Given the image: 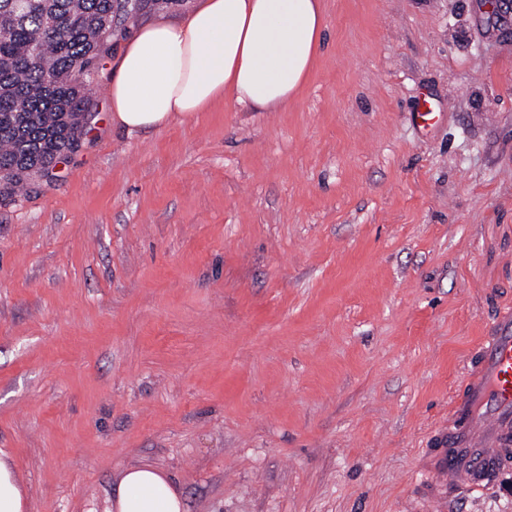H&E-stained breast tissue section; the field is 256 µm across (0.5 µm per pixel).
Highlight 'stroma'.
I'll use <instances>...</instances> for the list:
<instances>
[{
  "mask_svg": "<svg viewBox=\"0 0 512 512\" xmlns=\"http://www.w3.org/2000/svg\"><path fill=\"white\" fill-rule=\"evenodd\" d=\"M287 110L97 113L0 199V454L29 512L166 471L185 512H429L436 437L512 308V0H321ZM443 512H512L498 482Z\"/></svg>",
  "mask_w": 512,
  "mask_h": 512,
  "instance_id": "35a3bbf8",
  "label": "stroma"
}]
</instances>
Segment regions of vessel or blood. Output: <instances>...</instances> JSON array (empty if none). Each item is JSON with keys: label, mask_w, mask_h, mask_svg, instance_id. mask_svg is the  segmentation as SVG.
<instances>
[{"label": "vessel or blood", "mask_w": 512, "mask_h": 512, "mask_svg": "<svg viewBox=\"0 0 512 512\" xmlns=\"http://www.w3.org/2000/svg\"><path fill=\"white\" fill-rule=\"evenodd\" d=\"M478 354L463 394L451 403L448 433L430 460L440 488H484L512 463V310L499 313Z\"/></svg>", "instance_id": "b4317fda"}]
</instances>
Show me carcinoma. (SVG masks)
<instances>
[{"instance_id":"obj_1","label":"carcinoma","mask_w":512,"mask_h":512,"mask_svg":"<svg viewBox=\"0 0 512 512\" xmlns=\"http://www.w3.org/2000/svg\"><path fill=\"white\" fill-rule=\"evenodd\" d=\"M181 0H0V197L81 145L100 61L126 23Z\"/></svg>"}]
</instances>
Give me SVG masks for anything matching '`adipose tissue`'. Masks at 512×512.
<instances>
[{"label": "adipose tissue", "mask_w": 512, "mask_h": 512, "mask_svg": "<svg viewBox=\"0 0 512 512\" xmlns=\"http://www.w3.org/2000/svg\"><path fill=\"white\" fill-rule=\"evenodd\" d=\"M320 0H198L184 18L137 27L112 64V123L127 133L195 120L216 100L287 109L322 44ZM105 512H184L169 475L119 470Z\"/></svg>", "instance_id": "1"}]
</instances>
